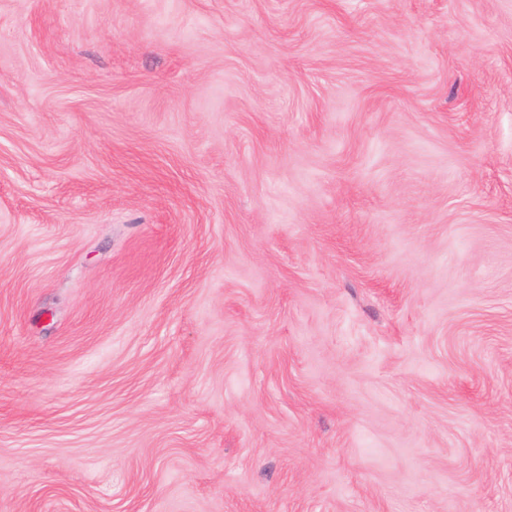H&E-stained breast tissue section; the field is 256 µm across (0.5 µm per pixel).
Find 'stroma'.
Returning a JSON list of instances; mask_svg holds the SVG:
<instances>
[{"instance_id":"35a3bbf8","label":"stroma","mask_w":512,"mask_h":512,"mask_svg":"<svg viewBox=\"0 0 512 512\" xmlns=\"http://www.w3.org/2000/svg\"><path fill=\"white\" fill-rule=\"evenodd\" d=\"M0 512H512V0H0Z\"/></svg>"}]
</instances>
